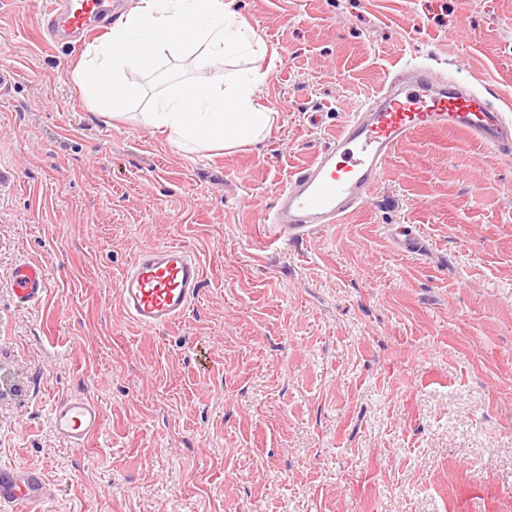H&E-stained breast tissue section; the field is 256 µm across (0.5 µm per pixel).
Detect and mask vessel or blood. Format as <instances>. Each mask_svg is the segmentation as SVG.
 <instances>
[{
  "mask_svg": "<svg viewBox=\"0 0 512 512\" xmlns=\"http://www.w3.org/2000/svg\"><path fill=\"white\" fill-rule=\"evenodd\" d=\"M121 0H49L39 13L42 41L78 45L103 31L118 14ZM406 80L376 92L365 111L337 130L331 144L294 172L279 189L268 213L273 239L299 241L330 224L342 223L367 205L396 146L421 131H459L512 162V119L482 92L457 80L439 84L431 71L406 62ZM19 306L42 301L48 288L44 269L24 261L11 272ZM203 287L197 257L167 245L138 251L118 288L125 315L150 330L180 320ZM56 435L84 447L104 424L98 403L82 393L57 399L49 411ZM50 498L44 473L34 467L0 468V512H42Z\"/></svg>",
  "mask_w": 512,
  "mask_h": 512,
  "instance_id": "1",
  "label": "vessel or blood"
}]
</instances>
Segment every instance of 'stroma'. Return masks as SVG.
Wrapping results in <instances>:
<instances>
[{"instance_id": "stroma-1", "label": "stroma", "mask_w": 512, "mask_h": 512, "mask_svg": "<svg viewBox=\"0 0 512 512\" xmlns=\"http://www.w3.org/2000/svg\"><path fill=\"white\" fill-rule=\"evenodd\" d=\"M46 0H0V466L45 512H512V166L454 133L400 143L371 203L269 239L289 175L406 60L512 104V0H239L276 67L260 143L189 151L92 112ZM415 227L426 250L393 236ZM178 244L205 280L177 323L129 321L118 279ZM39 263L33 309L10 274ZM78 392L83 448L49 408ZM12 291L21 307H31L42 301L48 288L44 269L33 262L23 261L11 272ZM49 420L56 435L74 448L84 447L104 424L98 403L83 393L57 399L50 408ZM44 473L34 467L0 468V510L3 512H41L50 498ZM24 508L17 510V506Z\"/></svg>"}]
</instances>
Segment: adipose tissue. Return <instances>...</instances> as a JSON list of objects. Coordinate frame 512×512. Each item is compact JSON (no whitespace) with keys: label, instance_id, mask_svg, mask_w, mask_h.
Listing matches in <instances>:
<instances>
[{"label":"adipose tissue","instance_id":"adipose-tissue-1","mask_svg":"<svg viewBox=\"0 0 512 512\" xmlns=\"http://www.w3.org/2000/svg\"><path fill=\"white\" fill-rule=\"evenodd\" d=\"M189 69L144 101L127 73L154 72L161 60ZM236 65L232 78L201 76L218 63ZM273 64L256 29L244 22L233 0H137L100 42L85 46L70 76L101 116L124 118L137 103L141 125L168 134L173 143L232 147L270 134L277 112L259 102Z\"/></svg>","mask_w":512,"mask_h":512}]
</instances>
